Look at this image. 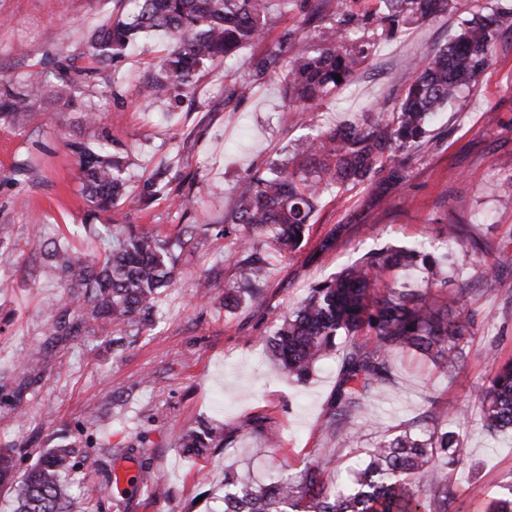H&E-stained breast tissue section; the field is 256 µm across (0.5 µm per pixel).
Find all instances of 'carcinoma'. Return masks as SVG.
Segmentation results:
<instances>
[{
  "mask_svg": "<svg viewBox=\"0 0 512 512\" xmlns=\"http://www.w3.org/2000/svg\"><path fill=\"white\" fill-rule=\"evenodd\" d=\"M364 14L347 10V0H321L291 34V58L285 77L286 107L303 116L316 102L335 93L364 63L371 44L347 42L350 25L367 28L387 24L394 32L407 20L425 21L454 11L456 0H375ZM131 18L100 26L89 43L88 58L114 62L142 33L162 31L172 41L151 81L139 90L142 98L172 88L190 90L205 67L214 64L266 33L271 0H133ZM512 11L497 8L476 12L447 45L429 55L387 118L362 119L326 134L306 139L294 156L275 160L252 176L224 218V234L235 235L238 249L229 255L236 277L224 287V306L233 308L252 294L265 278L266 258L256 241L265 238L278 251L298 249L301 234L329 188L350 191L367 185L383 200L409 179L411 152L425 143L426 124L441 106L477 84L489 68L492 48ZM55 81L39 69L22 81L0 85V119L36 118L40 100L61 101L68 107L78 78L93 68H77L69 49L53 55ZM341 80H335V77ZM82 174L89 208L109 212L126 202L123 164L102 146L70 143ZM173 165L162 164L139 187L138 200L150 204L160 197L185 208L191 196L171 188ZM162 238L135 224H107L112 245L94 253L70 251L34 232L26 241L45 257L64 288L62 314L50 321L44 335H139L156 313L158 295L176 277L174 250L193 235ZM417 265L427 273L428 291L396 283L371 293L380 274ZM448 253L426 245L387 247L347 267L309 289L288 314L276 317L277 328L266 339L269 354L297 383H307L316 364L341 350L336 392L324 415L330 428L367 411L391 378L395 353L415 350L446 368H457L469 343L470 314L463 294L445 301L430 288L448 282ZM481 423L490 433L512 430V358L491 363L488 385L479 394ZM269 421L250 416L233 427L200 424L179 439V448L198 456L221 448L231 438L260 434ZM75 450L59 446L45 450L38 462L15 479L14 449L0 448V486L12 494L13 512H73L68 476ZM356 461L342 482L323 478L322 462H308L297 473L285 471L264 483L249 473H224L220 512H451L458 476L469 467V452L459 433L439 427L429 414L396 433L378 437L355 452ZM491 498L481 512H512V483Z\"/></svg>",
  "mask_w": 512,
  "mask_h": 512,
  "instance_id": "obj_1",
  "label": "carcinoma"
}]
</instances>
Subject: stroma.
I'll list each match as a JSON object with an SVG mask.
<instances>
[{
	"label": "stroma",
	"mask_w": 512,
	"mask_h": 512,
	"mask_svg": "<svg viewBox=\"0 0 512 512\" xmlns=\"http://www.w3.org/2000/svg\"><path fill=\"white\" fill-rule=\"evenodd\" d=\"M315 2L287 0L274 9L265 38L202 70L189 92L163 90L151 104L140 101L138 86L170 48L168 36L154 33L128 48L112 86L86 79L73 91L72 108L48 100L37 104L36 122L0 120V224L7 227L0 243V448L15 449L23 470L44 449L74 445L70 482L78 512H217L229 467L264 481L280 463L297 471L320 457L328 461L327 475L338 479L354 449L425 412L458 432L470 452L453 512H473L472 485L494 496L512 482V434H489L478 412L457 413L474 403L490 356L512 358V198L504 196L512 181V27L502 30L478 86L432 116L429 142L414 157L404 187L373 206L365 205L362 186L327 193L296 252L266 250L267 277L257 299L228 309L223 294L205 302L195 293L199 274L211 266L222 269V283L235 278L224 216L249 174L292 155L310 133L286 111L283 85L291 56L287 33ZM505 4L512 0H458L455 13L400 25L390 37L376 24L351 29L350 38L372 42V53L338 96L315 106V128H339L391 108L424 56L447 44L476 6ZM121 11L119 0H0V80L46 67L62 44L87 64L91 34ZM274 53L277 63L254 75L255 65ZM244 74L251 87L239 97L233 88ZM87 106L98 115L95 125L83 118ZM72 140L104 142L121 158L125 204L89 212ZM167 159L192 186L187 210L163 199L137 201L139 185ZM23 160L31 176L20 183L14 168ZM112 222L164 238L193 224L203 235L177 250L176 282L157 301L154 327L135 343L82 336L58 345L39 374L23 377V362L44 342L43 326L59 312L62 294L25 245L33 224L83 251L98 246L101 225ZM337 227L335 246L319 252ZM414 242L451 255L447 287L465 292L471 316L466 363L453 371L412 350L396 353L391 381L369 413L325 427L339 359L318 363L307 384H292L267 352L274 316L367 251ZM491 270L500 286L487 294L483 280ZM22 382L27 398L17 405L10 394ZM244 415L271 418L272 438L240 437L200 456L177 446L201 421L230 427ZM143 471L153 484L136 483Z\"/></svg>",
	"instance_id": "35a3bbf8"
}]
</instances>
